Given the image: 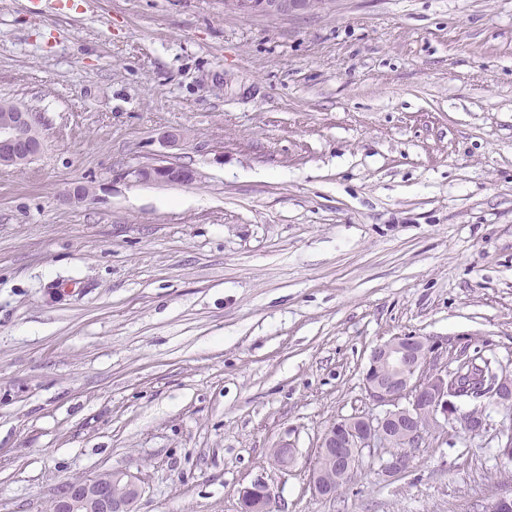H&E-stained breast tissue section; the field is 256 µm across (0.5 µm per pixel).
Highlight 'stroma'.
Masks as SVG:
<instances>
[{"instance_id":"stroma-1","label":"stroma","mask_w":512,"mask_h":512,"mask_svg":"<svg viewBox=\"0 0 512 512\" xmlns=\"http://www.w3.org/2000/svg\"><path fill=\"white\" fill-rule=\"evenodd\" d=\"M1 99L45 147L0 165V512L117 469L138 512H239L259 477L274 512L512 496L492 404L398 476L378 448L336 496L309 485L325 432L378 412L376 345L460 336L512 364V0H0ZM162 153L196 181L130 176ZM240 15L257 13L268 15H292L315 12L314 0H240Z\"/></svg>"}]
</instances>
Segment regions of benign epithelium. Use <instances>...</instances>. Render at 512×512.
Wrapping results in <instances>:
<instances>
[{"instance_id":"benign-epithelium-1","label":"benign epithelium","mask_w":512,"mask_h":512,"mask_svg":"<svg viewBox=\"0 0 512 512\" xmlns=\"http://www.w3.org/2000/svg\"><path fill=\"white\" fill-rule=\"evenodd\" d=\"M315 12L313 0H242L239 13L250 16L292 15ZM44 138L32 112L21 110L0 116V165L23 166L33 162L43 150ZM142 183H191L194 169L179 166L160 155L155 161L129 171ZM470 351L468 341L448 339V346L425 336H393L371 352L363 375L364 388L381 408L375 416H354L334 423L324 434L318 459L336 470L345 481L353 472L363 451L390 448L383 471L394 476L408 465V450L420 448L428 434L455 417L468 394L469 400H492L512 407V371L505 368L487 392H474L470 386L448 387L454 360ZM489 416L477 406L465 422L469 434L488 427ZM497 448L503 458L512 459V427L497 435ZM142 488L135 476L124 470L101 473L70 485L55 501V512H136ZM273 496L261 478L240 491V512H269Z\"/></svg>"}]
</instances>
